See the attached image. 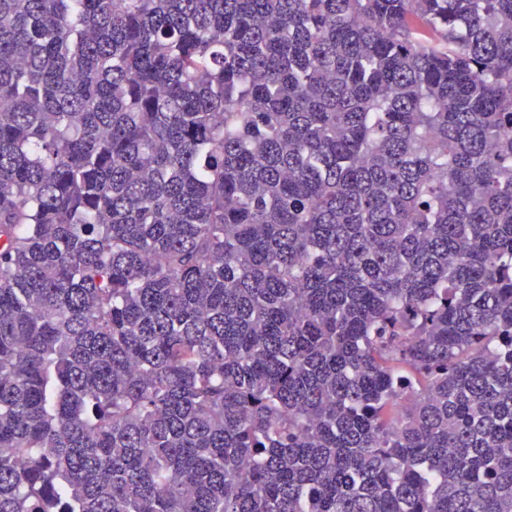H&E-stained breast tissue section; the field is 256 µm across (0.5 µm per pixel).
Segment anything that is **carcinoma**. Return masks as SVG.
Returning a JSON list of instances; mask_svg holds the SVG:
<instances>
[{
	"mask_svg": "<svg viewBox=\"0 0 512 512\" xmlns=\"http://www.w3.org/2000/svg\"><path fill=\"white\" fill-rule=\"evenodd\" d=\"M0 512H512V0H0Z\"/></svg>",
	"mask_w": 512,
	"mask_h": 512,
	"instance_id": "1",
	"label": "carcinoma"
}]
</instances>
